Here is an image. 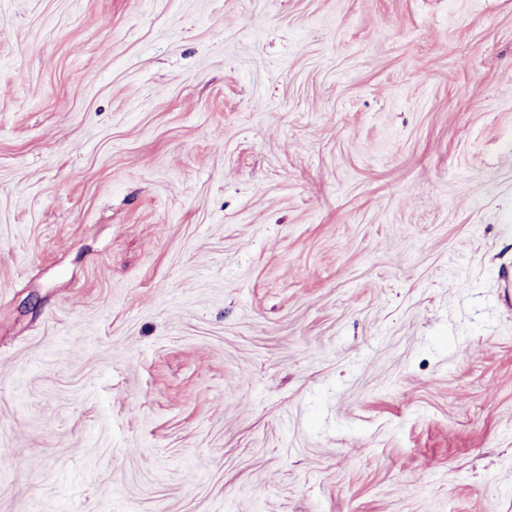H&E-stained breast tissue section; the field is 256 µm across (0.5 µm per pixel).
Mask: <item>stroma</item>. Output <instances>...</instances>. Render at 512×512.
Instances as JSON below:
<instances>
[{
	"instance_id": "35a3bbf8",
	"label": "stroma",
	"mask_w": 512,
	"mask_h": 512,
	"mask_svg": "<svg viewBox=\"0 0 512 512\" xmlns=\"http://www.w3.org/2000/svg\"><path fill=\"white\" fill-rule=\"evenodd\" d=\"M512 0H0V512H512Z\"/></svg>"
}]
</instances>
